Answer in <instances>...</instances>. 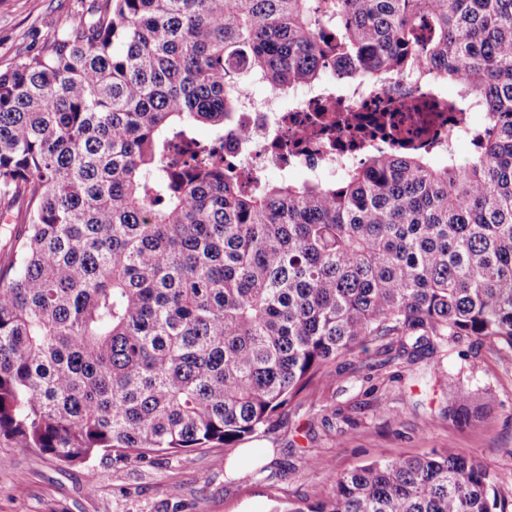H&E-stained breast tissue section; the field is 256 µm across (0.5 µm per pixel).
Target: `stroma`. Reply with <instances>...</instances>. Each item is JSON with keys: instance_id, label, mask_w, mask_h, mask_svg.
<instances>
[{"instance_id": "obj_1", "label": "stroma", "mask_w": 512, "mask_h": 512, "mask_svg": "<svg viewBox=\"0 0 512 512\" xmlns=\"http://www.w3.org/2000/svg\"><path fill=\"white\" fill-rule=\"evenodd\" d=\"M80 0H0V71L39 51ZM470 418L445 417L458 389ZM274 431L244 440L269 448L265 472L224 474L220 449L123 463L96 455L67 465L0 436V512H280L329 496L337 474L373 461L458 448L481 461L512 500V349L465 337L410 362L360 354L336 379L307 391L276 417ZM335 467L311 466L312 456Z\"/></svg>"}]
</instances>
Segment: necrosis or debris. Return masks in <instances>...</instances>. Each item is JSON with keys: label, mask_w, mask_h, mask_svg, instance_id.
I'll return each mask as SVG.
<instances>
[{"label": "necrosis or debris", "mask_w": 512, "mask_h": 512, "mask_svg": "<svg viewBox=\"0 0 512 512\" xmlns=\"http://www.w3.org/2000/svg\"><path fill=\"white\" fill-rule=\"evenodd\" d=\"M234 129L224 134V163L233 171L302 166L322 176L348 169L369 152L388 154L394 143H425L445 153L455 137L468 135L479 100L456 104L432 78L410 71L379 88L358 82L306 89L295 102L284 95L240 92Z\"/></svg>", "instance_id": "obj_1"}]
</instances>
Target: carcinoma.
Segmentation results:
<instances>
[{
    "mask_svg": "<svg viewBox=\"0 0 512 512\" xmlns=\"http://www.w3.org/2000/svg\"><path fill=\"white\" fill-rule=\"evenodd\" d=\"M330 48L340 80L424 70L477 94L482 146L246 188L216 150L239 89L322 85ZM2 200L20 224L0 264V435L65 463L234 448L359 353L512 349V0H88L0 73ZM507 507L448 448L282 512Z\"/></svg>",
    "mask_w": 512,
    "mask_h": 512,
    "instance_id": "carcinoma-1",
    "label": "carcinoma"
}]
</instances>
